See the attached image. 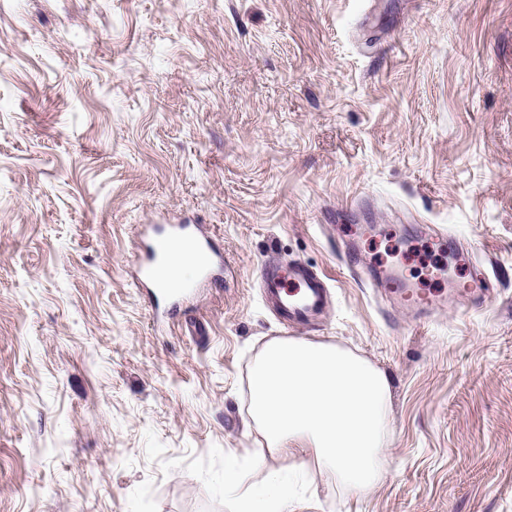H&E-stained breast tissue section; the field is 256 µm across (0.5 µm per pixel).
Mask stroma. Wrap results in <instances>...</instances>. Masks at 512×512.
Returning a JSON list of instances; mask_svg holds the SVG:
<instances>
[{"mask_svg": "<svg viewBox=\"0 0 512 512\" xmlns=\"http://www.w3.org/2000/svg\"><path fill=\"white\" fill-rule=\"evenodd\" d=\"M142 224L224 256L161 318ZM350 224L392 228L375 259L451 233L485 307L393 308L343 269ZM271 261L330 284L315 325L276 319ZM275 339L391 384L364 496L268 453L291 512H512V0H0V512H236Z\"/></svg>", "mask_w": 512, "mask_h": 512, "instance_id": "35a3bbf8", "label": "stroma"}]
</instances>
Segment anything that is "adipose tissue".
Wrapping results in <instances>:
<instances>
[{
    "label": "adipose tissue",
    "mask_w": 512,
    "mask_h": 512,
    "mask_svg": "<svg viewBox=\"0 0 512 512\" xmlns=\"http://www.w3.org/2000/svg\"><path fill=\"white\" fill-rule=\"evenodd\" d=\"M249 414L272 449L294 452L308 441L353 495L381 478L389 434L390 385L368 361L307 340H276L264 349L249 381ZM254 481L243 485L235 455L224 462V490L239 512H288L294 488L286 471L252 459Z\"/></svg>",
    "instance_id": "obj_1"
}]
</instances>
